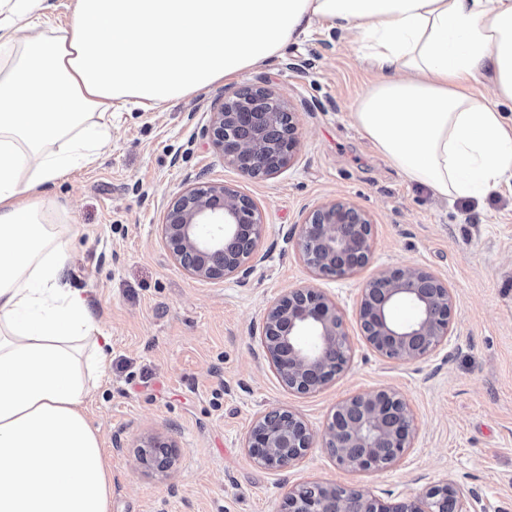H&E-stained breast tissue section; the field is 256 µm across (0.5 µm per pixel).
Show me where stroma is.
<instances>
[{
    "instance_id": "obj_1",
    "label": "stroma",
    "mask_w": 512,
    "mask_h": 512,
    "mask_svg": "<svg viewBox=\"0 0 512 512\" xmlns=\"http://www.w3.org/2000/svg\"><path fill=\"white\" fill-rule=\"evenodd\" d=\"M380 78L352 36L313 23L234 78L151 112L114 113L106 151L54 187L79 230L64 240L68 280L88 291L111 338L105 375L84 402L111 463V512H280L288 490L310 482L365 489L389 506L450 482L473 512H512V182L449 202L407 179L350 116ZM247 86L275 90L297 125L295 162L269 178L243 175L203 134L224 98ZM200 182L256 204L264 260L248 277L197 278L172 255L167 207ZM334 200L368 212L374 231L370 264L342 279L312 276L285 238ZM407 266L451 288L453 333L402 365L367 347L355 311L366 281ZM306 285L344 310L352 354L335 380L300 395L270 368L260 334L266 309ZM381 389L407 401L415 424L411 448L388 469H342L318 444L267 469L244 446L269 409L319 433L338 402ZM151 436L173 446L166 471L139 460Z\"/></svg>"
}]
</instances>
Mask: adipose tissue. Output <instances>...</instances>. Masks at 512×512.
I'll use <instances>...</instances> for the list:
<instances>
[{"instance_id": "adipose-tissue-1", "label": "adipose tissue", "mask_w": 512, "mask_h": 512, "mask_svg": "<svg viewBox=\"0 0 512 512\" xmlns=\"http://www.w3.org/2000/svg\"><path fill=\"white\" fill-rule=\"evenodd\" d=\"M50 8L0 0V512H110L83 411L107 346L53 232L69 162L106 150L114 111L201 92L325 21L386 73L353 114L386 159L439 198L486 195L512 180V0H74L63 27ZM480 82L495 104L467 93Z\"/></svg>"}]
</instances>
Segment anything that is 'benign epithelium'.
<instances>
[{
	"label": "benign epithelium",
	"mask_w": 512,
	"mask_h": 512,
	"mask_svg": "<svg viewBox=\"0 0 512 512\" xmlns=\"http://www.w3.org/2000/svg\"><path fill=\"white\" fill-rule=\"evenodd\" d=\"M285 102L273 90L247 87L224 100L205 129L224 160L251 178H268L290 166L297 151L295 124H282ZM214 230L204 236L200 227ZM264 224L254 202L222 185L202 182L176 199L163 224L165 240L179 265L203 279L245 277L257 261ZM304 264L318 276L344 278L372 258L373 223L361 208L343 201L318 205L300 228L286 233ZM408 302L416 317L399 323L392 309ZM453 295L448 284L419 267L393 268L368 281L355 315L372 351L396 363L418 362L452 336ZM261 346L283 385L297 394L320 390L343 372L351 348L345 316L331 299L306 286L281 295L264 317ZM413 414L393 390L358 393L336 404L322 434V447L346 469L381 471L411 448ZM316 436L296 414L264 412L244 447L259 464L285 468L313 447ZM169 444L150 437L140 460L163 468ZM285 512H470L452 483L426 489L420 504L384 505L365 490L309 483L288 491Z\"/></svg>",
	"instance_id": "7a95c632"
}]
</instances>
